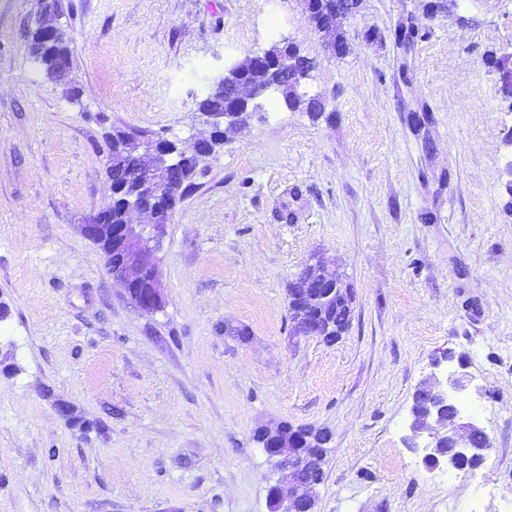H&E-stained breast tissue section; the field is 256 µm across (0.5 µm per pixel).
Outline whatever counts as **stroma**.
<instances>
[{
  "label": "stroma",
  "instance_id": "obj_1",
  "mask_svg": "<svg viewBox=\"0 0 512 512\" xmlns=\"http://www.w3.org/2000/svg\"><path fill=\"white\" fill-rule=\"evenodd\" d=\"M41 2L0 0V512H269L253 432L282 422L331 436L314 512H512V103L486 62L512 0H359L341 56L300 0H61L64 86L28 50ZM279 43L323 111L258 99L178 203L142 311L81 233L112 200L110 128L190 143L205 77ZM314 257L351 291L331 343L288 305ZM443 358L490 439L450 482L405 443Z\"/></svg>",
  "mask_w": 512,
  "mask_h": 512
}]
</instances>
